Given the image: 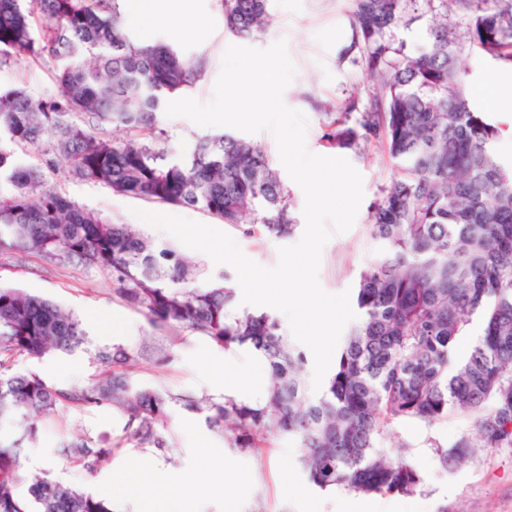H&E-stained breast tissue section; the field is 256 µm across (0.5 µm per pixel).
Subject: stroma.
<instances>
[{
  "label": "stroma",
  "instance_id": "obj_1",
  "mask_svg": "<svg viewBox=\"0 0 512 512\" xmlns=\"http://www.w3.org/2000/svg\"><path fill=\"white\" fill-rule=\"evenodd\" d=\"M187 6L204 20L205 28L202 33L177 42L169 39L173 23L169 17L149 25L127 18L123 25L136 42L170 44L189 62L204 60L202 78L187 95L206 102L213 96L224 51L241 41L224 27L221 0H188ZM267 10L271 16L268 29L243 42L264 49L277 40H286L296 72L283 99L289 107L302 111L308 120V150L317 155L346 158L363 178L364 198L356 220L347 232L332 235L322 250L319 270L320 284L328 293L352 290L358 284L360 272L379 256V248L369 234V206L390 184L396 169L385 149L379 146L363 144L343 150L327 146L322 140L323 117L315 108L316 102L340 110L348 100L366 98L370 91L360 68L340 62L336 54V25L348 16L346 0H267ZM466 64L469 68L466 84L472 99L482 111L492 114L494 121H501V114L494 111L493 99L512 93V74H493L476 56L468 57ZM56 68L57 63L51 58L0 63V89L20 86L34 99L61 100L62 91L54 79ZM160 122L163 133L158 146L173 159L186 155L195 141L208 133L207 128L183 117L164 116ZM46 184L66 194L77 205L119 224L136 223L135 212L139 209L205 224L211 221L208 214L197 208L113 192L72 175L63 164L47 174ZM287 187L297 222L295 231L287 238H253L243 234L241 227L231 224L224 227L247 257L266 267L275 266L279 247L297 243L305 229L304 194L295 182H288ZM1 282L41 293L73 312L84 323L91 347L117 342L137 345L149 333L138 312L113 299L112 281L102 272L50 268L36 257L22 265L1 259ZM251 361L248 349L224 352L199 340L182 350L164 373H157L147 365L137 372L136 378L144 384L161 383L217 396L224 377ZM39 369L48 379L66 384L86 381L94 371L83 353L44 360ZM58 421L67 431L96 439L111 435L119 417L104 408L85 415L65 411ZM170 426L179 436L180 457L176 463L161 464L155 477L163 484L215 487L214 504L203 506L202 512H218L216 503L226 495L231 498L232 512H512V448L474 449L468 462L458 467L444 468L438 463L437 449L448 447L471 429L469 415L461 412L432 424L397 421L379 438V447L418 467L423 482L416 492L366 494L348 489L339 500L306 482L297 466L301 450L295 439L270 438L266 448L257 454L230 447L204 424L179 410L172 413ZM57 431L45 430L36 444L25 449L26 469L49 472L54 479L107 499L114 512H122V500L112 494V477L138 457V450L120 451L95 476L87 477L60 454ZM227 479L232 486L225 495L218 488Z\"/></svg>",
  "mask_w": 512,
  "mask_h": 512
}]
</instances>
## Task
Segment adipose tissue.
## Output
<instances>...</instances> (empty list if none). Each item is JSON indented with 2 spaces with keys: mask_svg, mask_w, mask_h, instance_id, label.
<instances>
[{
  "mask_svg": "<svg viewBox=\"0 0 512 512\" xmlns=\"http://www.w3.org/2000/svg\"><path fill=\"white\" fill-rule=\"evenodd\" d=\"M126 11L145 23H152L167 14H176L172 36L181 39L198 31L203 22L182 8L178 0H125ZM154 458L145 457L121 470L113 479V490L133 506V512H186L187 506L202 495V488L180 484L158 485L151 473L157 469Z\"/></svg>",
  "mask_w": 512,
  "mask_h": 512,
  "instance_id": "ef3b65f1",
  "label": "adipose tissue"
}]
</instances>
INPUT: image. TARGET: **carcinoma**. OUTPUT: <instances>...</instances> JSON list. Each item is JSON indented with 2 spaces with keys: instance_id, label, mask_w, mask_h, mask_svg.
Returning <instances> with one entry per match:
<instances>
[{
  "instance_id": "obj_1",
  "label": "carcinoma",
  "mask_w": 512,
  "mask_h": 512,
  "mask_svg": "<svg viewBox=\"0 0 512 512\" xmlns=\"http://www.w3.org/2000/svg\"><path fill=\"white\" fill-rule=\"evenodd\" d=\"M116 2L0 0L4 54L63 60L55 80L64 90L62 103L35 100L22 87L0 91V134L10 142L0 143V185H10L0 189V251L107 274L112 297L164 332L165 344L151 357L140 346L98 347L91 352L96 377L52 382L36 365L87 351L83 322L47 297L0 285V420L17 422L0 436V512H112L103 499L25 470V444L61 410L110 407L121 418L119 431L97 444L63 436L62 452L88 475L123 448L176 462L175 408L241 450L259 447L258 437L273 429L295 438L299 469L321 490L419 488L413 464L377 448L384 428L400 420L474 416L473 432L438 450L445 467L475 447L512 448V163L497 156L500 128L461 78L466 50L491 68L512 67V0H349L354 40L340 58L380 91L342 112L325 110L322 139L348 149L380 142L397 176L369 206L381 254L360 274L358 318L315 394L305 387V353L271 315L237 307L228 275L210 276L172 245L45 186L46 172L62 159L84 180L246 223L249 236L294 230L288 188L260 145L222 133L197 140L182 159L156 147L160 114L199 80L204 63L132 40ZM222 5L225 29L236 37L251 38L269 24L266 0ZM415 30L420 45L409 52L402 34ZM354 112L360 117L352 125ZM114 124L129 137L111 138L106 129ZM46 140L51 150L41 164H20L15 148ZM477 318L481 333L459 359L457 340ZM199 339L264 358L271 385L262 398L245 402L134 378L144 363L167 368Z\"/></svg>"
}]
</instances>
